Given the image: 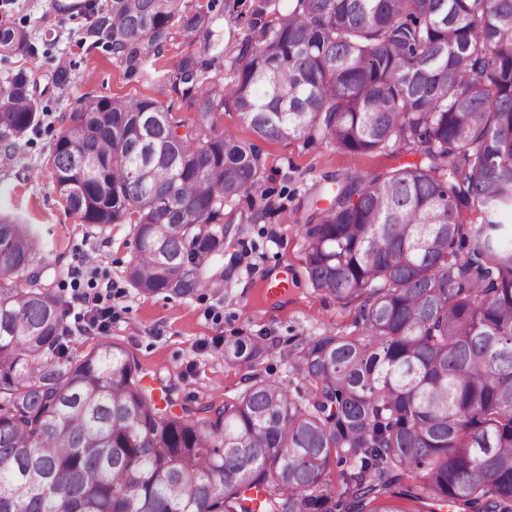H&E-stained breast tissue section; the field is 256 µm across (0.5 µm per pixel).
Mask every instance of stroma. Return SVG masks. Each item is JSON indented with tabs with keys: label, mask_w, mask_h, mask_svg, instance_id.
Listing matches in <instances>:
<instances>
[{
	"label": "stroma",
	"mask_w": 512,
	"mask_h": 512,
	"mask_svg": "<svg viewBox=\"0 0 512 512\" xmlns=\"http://www.w3.org/2000/svg\"><path fill=\"white\" fill-rule=\"evenodd\" d=\"M82 2L83 9L72 12L58 10L52 0H10L8 8H0V23L25 27L39 51L35 58L1 55L0 77L20 67L31 70L41 111L38 127L21 138L12 157L0 154V214L31 225L53 263L55 290L68 304L98 294L112 306V319L102 328L83 329L73 316L65 317L70 355L81 358L105 339L118 344L137 361L147 382L166 386L179 407L236 398L256 372L289 381L288 365L278 352L288 340L328 329L353 335L362 326L355 307L314 291L308 280L302 237L305 202L324 173H381L391 158L383 152L350 156L331 146L259 140L236 113L224 112L222 126L256 141L266 161L261 190L273 209L265 220L242 224L239 235L228 242L226 256L233 266L220 285L188 299L138 294L125 276L135 252L132 225L112 224L99 234L82 224L54 187L50 155L63 121L81 96L154 98L180 116H192L189 104L159 81L176 68L190 45L186 33L173 28L163 53L151 60L146 72L127 75L107 43L95 45L83 38L89 4L102 6L106 0ZM185 3L193 10L211 5L213 28L222 35V74L232 81L237 41L246 28L234 23L225 0ZM60 64L71 74L63 90L52 82ZM275 269L285 274L286 293L256 301ZM240 336H266L276 347L250 363L225 361V343Z\"/></svg>",
	"instance_id": "35a3bbf8"
}]
</instances>
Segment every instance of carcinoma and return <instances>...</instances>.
<instances>
[{"instance_id": "obj_1", "label": "carcinoma", "mask_w": 512, "mask_h": 512, "mask_svg": "<svg viewBox=\"0 0 512 512\" xmlns=\"http://www.w3.org/2000/svg\"><path fill=\"white\" fill-rule=\"evenodd\" d=\"M234 80L210 17L184 0H107L85 38L142 72L174 27L199 47L152 98L76 99L51 155L83 224L133 225L144 296L224 277L254 201L260 139L386 152L325 176L302 228L315 291L356 306L357 336H298L303 387L253 374L236 398L172 411L122 347L65 357L62 300L27 224L0 216V512H512V0H250ZM37 48L0 25V55ZM216 70L218 75L210 72ZM40 120L31 73L0 78V151ZM268 344L238 337L224 359ZM160 394H155V391ZM349 463L331 478V462ZM336 484H331V481Z\"/></svg>"}]
</instances>
